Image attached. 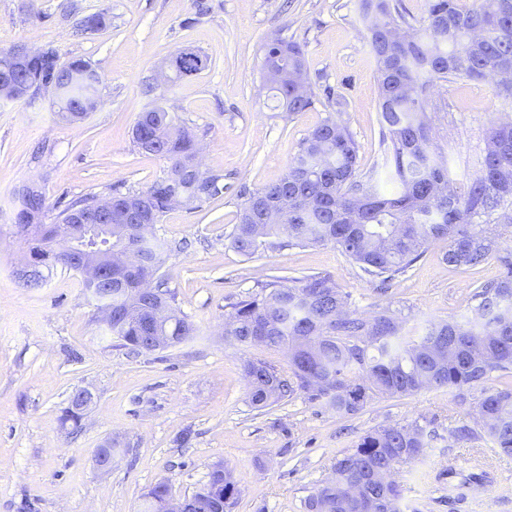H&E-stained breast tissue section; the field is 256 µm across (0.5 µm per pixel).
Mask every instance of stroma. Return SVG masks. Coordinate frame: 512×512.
<instances>
[{"instance_id":"stroma-1","label":"stroma","mask_w":512,"mask_h":512,"mask_svg":"<svg viewBox=\"0 0 512 512\" xmlns=\"http://www.w3.org/2000/svg\"><path fill=\"white\" fill-rule=\"evenodd\" d=\"M101 11L110 25L79 29ZM277 38L301 46L314 93L313 107L289 118L264 86V49ZM18 43L55 48L64 62L91 61L104 82L97 111L76 123L46 99L0 100V512H140L148 487L165 481L174 498L191 495L218 463L233 471L234 512H305L337 458L369 432L408 423L424 429L427 452L393 472L400 512H512V456L487 438L455 434L478 429L481 391L380 397L344 417L300 391L260 411L243 365L257 358L283 368L287 353L224 334L237 302L270 282L319 273L349 294L350 310L396 314L418 335L433 320L466 322L480 286L503 273L494 257L472 269L449 266L448 243L436 240L383 291L331 244L251 257L232 248L243 191L279 180L328 115L341 114L357 142L359 176L394 192L359 0H0V48ZM180 51L207 56V68L145 95L144 84ZM162 98L195 129L202 163L223 171L225 189L154 227L170 248L161 275L195 336L133 355L108 336L81 275L56 268L39 287H23L16 271L27 248L12 196L39 181L52 217L84 194L151 186L167 163L138 149L132 128ZM426 112L432 143L461 184L474 177L492 126L512 119L493 80L438 83ZM79 388L94 400L71 435L60 415ZM108 442L117 453L103 472L94 456Z\"/></svg>"}]
</instances>
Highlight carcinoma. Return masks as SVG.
I'll use <instances>...</instances> for the list:
<instances>
[{
    "label": "carcinoma",
    "instance_id": "cac0c4a2",
    "mask_svg": "<svg viewBox=\"0 0 512 512\" xmlns=\"http://www.w3.org/2000/svg\"><path fill=\"white\" fill-rule=\"evenodd\" d=\"M371 51L379 72V110L383 143L396 191L379 194L371 180L356 173L358 146L341 120L328 115L300 144L287 173L249 194L238 213L232 245L244 256L260 250L333 244L386 287L416 262L432 240L448 241L444 260L474 267L499 253L490 223L512 224V122L492 127L480 168L467 189L448 177L432 149L426 122V93L455 78L497 79L512 71V0H474L461 9L456 0H429L428 16L418 35L397 47L389 35L410 27L401 0H361ZM50 66L58 73L61 98L86 117L98 107L102 75L83 59ZM208 67L200 54L172 58L174 77H192ZM304 68L303 50L277 40L266 47L265 84L277 92L282 111L305 112L313 95L298 96L292 77ZM139 149L167 162L164 176L140 191L112 189V216L118 218L137 198L149 224H158L175 200L200 207L224 194V172L188 163L196 134L175 112L154 107L140 113L133 128ZM102 200L89 193L72 200L55 223L68 224L69 213ZM14 210L36 213L37 222L18 225L29 245L27 286H37L42 269L73 270L69 257L39 254L45 194L16 189ZM143 237L140 223H112V266L117 271L101 287L112 289L106 323L112 337L134 352L144 351L145 337L156 328L175 346L195 334V327L174 307L161 277L153 294L173 313L159 318L153 305L119 292L134 287L143 261L156 268L168 248L153 240L140 254L122 253L123 240ZM504 275L482 286L474 316L465 324L433 321L421 336L404 331L385 313L365 317L349 311V294L329 276L308 275L291 285H272L261 297L234 306L225 334L242 345H265L288 352V369L262 360L245 366L249 399L265 409L298 391L309 394L339 416L355 414L376 396H406L423 389L482 388L479 423L499 451L512 455V388L484 389L494 372L512 373V255L500 257ZM85 409L72 399L60 423L70 433L81 430ZM424 430L401 425L363 436L353 452L336 459L332 477L306 501V512H396L400 490L392 479L401 462L424 456ZM238 489L230 469L213 472L208 484L190 496L192 512H233ZM143 512H166L171 488L159 482L143 495Z\"/></svg>",
    "mask_w": 512,
    "mask_h": 512
}]
</instances>
